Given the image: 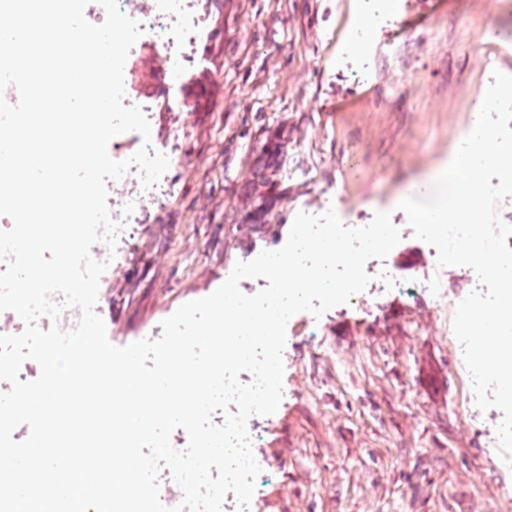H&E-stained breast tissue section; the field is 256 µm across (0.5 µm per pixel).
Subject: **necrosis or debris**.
Returning a JSON list of instances; mask_svg holds the SVG:
<instances>
[{
  "label": "necrosis or debris",
  "instance_id": "obj_1",
  "mask_svg": "<svg viewBox=\"0 0 512 512\" xmlns=\"http://www.w3.org/2000/svg\"><path fill=\"white\" fill-rule=\"evenodd\" d=\"M119 4L126 15L139 23L142 35L137 47H149L157 62L159 76L152 94L143 96L131 87L126 90V104L139 105L149 115L174 103L176 88L193 69L192 48L204 32V21L196 9V0H119ZM107 187L110 213L123 224L118 245L130 248V225L148 223L151 214L162 208L165 196L157 186L143 189L134 170L108 182Z\"/></svg>",
  "mask_w": 512,
  "mask_h": 512
}]
</instances>
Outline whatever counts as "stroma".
I'll return each mask as SVG.
<instances>
[{
	"label": "stroma",
	"instance_id": "stroma-1",
	"mask_svg": "<svg viewBox=\"0 0 512 512\" xmlns=\"http://www.w3.org/2000/svg\"><path fill=\"white\" fill-rule=\"evenodd\" d=\"M376 3L201 0L206 33L182 89L195 108L151 122L176 154L167 202L113 259L101 316L126 346L214 292L236 262L282 247L298 212L331 208L347 224L389 212L404 238L367 273L438 276L442 291L394 288L290 319L285 393L257 428L256 456L273 468L257 512H512L499 411L477 407L452 327L477 276L438 268L397 208L408 184L448 165L493 71L512 75V0H392L354 53L353 13ZM275 137L270 163L261 149ZM270 170L279 198L264 223H246Z\"/></svg>",
	"mask_w": 512,
	"mask_h": 512
}]
</instances>
